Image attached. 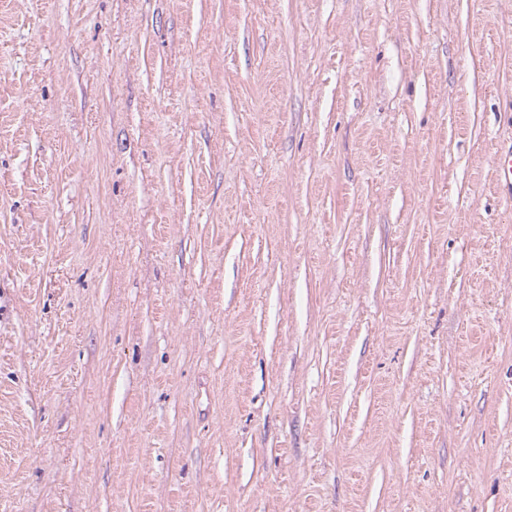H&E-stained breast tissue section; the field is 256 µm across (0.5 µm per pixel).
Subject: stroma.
<instances>
[{
  "instance_id": "1",
  "label": "stroma",
  "mask_w": 512,
  "mask_h": 512,
  "mask_svg": "<svg viewBox=\"0 0 512 512\" xmlns=\"http://www.w3.org/2000/svg\"><path fill=\"white\" fill-rule=\"evenodd\" d=\"M512 0H0V512H512ZM494 169L497 184L512 187V147L495 151Z\"/></svg>"
}]
</instances>
